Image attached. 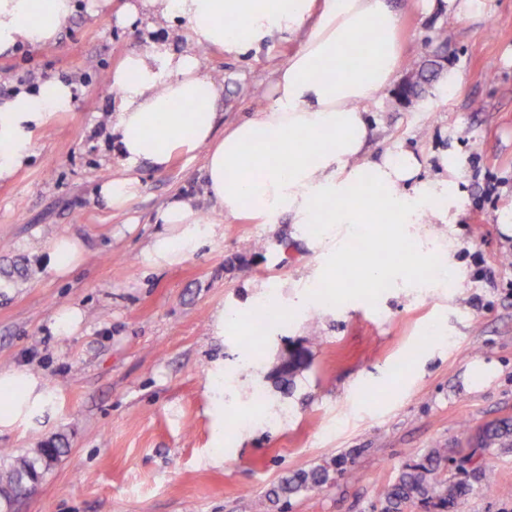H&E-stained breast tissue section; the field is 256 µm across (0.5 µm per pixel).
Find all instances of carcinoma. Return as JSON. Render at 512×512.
Instances as JSON below:
<instances>
[{"label": "carcinoma", "mask_w": 512, "mask_h": 512, "mask_svg": "<svg viewBox=\"0 0 512 512\" xmlns=\"http://www.w3.org/2000/svg\"><path fill=\"white\" fill-rule=\"evenodd\" d=\"M473 440L478 448L512 445V424H486L477 430ZM60 452L61 449L54 446H44L31 455L14 458L0 477V502L9 505L22 496L29 475L39 471L41 463L57 457ZM448 453L449 449L437 446L422 461L406 466L394 482L382 485L378 492L381 512H403L406 503L414 499L427 500L437 496L448 503L457 500L465 492L466 486L461 482H443L438 478L441 463L448 461ZM325 480L326 473L320 468L297 472L285 478L271 491V495L286 499L315 488Z\"/></svg>", "instance_id": "1"}]
</instances>
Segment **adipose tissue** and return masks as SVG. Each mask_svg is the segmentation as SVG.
Instances as JSON below:
<instances>
[{"label": "adipose tissue", "instance_id": "obj_1", "mask_svg": "<svg viewBox=\"0 0 512 512\" xmlns=\"http://www.w3.org/2000/svg\"><path fill=\"white\" fill-rule=\"evenodd\" d=\"M44 4L38 22L32 0H0V54L20 43L39 48L54 41L76 8L75 0ZM175 19L195 51H175L170 39L158 38L109 77L121 100L110 133L124 164L162 171L175 154L204 150L203 186L225 219L249 214L274 224L287 215L296 224L323 225L331 239L354 233L367 252L386 253L360 265L363 288L393 275L424 276L432 253L405 252L408 227L452 223L448 180L423 176L411 149L400 146L375 159L365 151L374 132L365 104L393 84L401 57L398 18L387 0H131L120 17L151 30ZM300 31L302 45L278 66L267 104L218 132L221 89L202 75L197 48L240 57L275 34ZM367 32L375 41L346 61ZM76 93L75 85L52 81L0 100V180L28 163L35 133L53 113L71 109ZM156 221L164 229L145 252L156 268L181 263L213 234L188 193L169 202ZM3 394L13 400L0 410L5 431L48 400L40 380L22 371L0 375Z\"/></svg>", "mask_w": 512, "mask_h": 512}]
</instances>
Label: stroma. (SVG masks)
Wrapping results in <instances>:
<instances>
[{
  "label": "stroma",
  "mask_w": 512,
  "mask_h": 512,
  "mask_svg": "<svg viewBox=\"0 0 512 512\" xmlns=\"http://www.w3.org/2000/svg\"><path fill=\"white\" fill-rule=\"evenodd\" d=\"M126 2L79 6L51 45L0 55V74L12 78L0 99L31 72L80 89L72 109L36 133L31 163L0 181V271H26L0 292V374L29 372L50 397L33 425L0 433V467L49 440L62 450L13 512H381L380 485L438 444L453 451L440 479L470 490L405 512H512V447L483 450L462 432L512 420V263L502 261L512 256V0H489L479 17L449 14L447 0L428 10L421 0H390L400 76L427 69L426 44L440 31L451 33V50L411 105L390 92L367 102L378 128L371 150L402 144L428 173L447 172L457 221L411 225L435 254L424 281L393 279L382 290L346 282L328 312L310 290L323 262L318 229L285 215L275 224L225 221L202 186L203 152L175 154L161 172L127 167L116 153L110 73L154 37L188 46L177 24L118 25ZM302 42L274 37L238 58L200 50L203 73L224 87L222 125L265 106L273 70ZM452 70L462 74L455 88L446 82ZM111 177L134 185L112 211L96 195ZM185 191L215 235L180 264L149 269L155 215ZM59 235L85 248L64 278L46 251ZM71 305L84 312L81 327L55 335V316ZM263 307L281 320L245 350L247 319ZM220 310L245 320L213 335ZM297 350L306 363L284 381L273 368ZM471 453L490 482L459 471ZM316 466L327 469L325 484L268 503L283 478Z\"/></svg>",
  "instance_id": "35a3bbf8"
}]
</instances>
